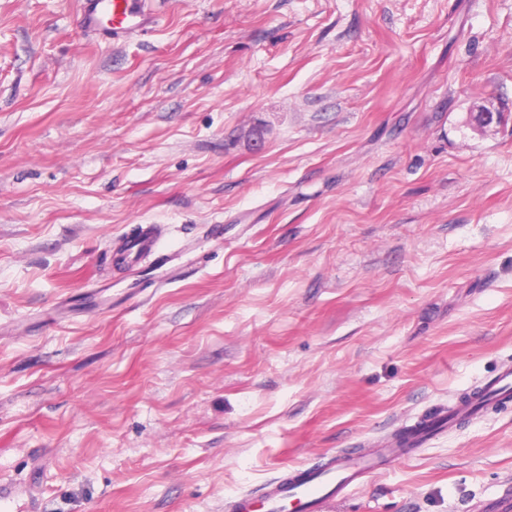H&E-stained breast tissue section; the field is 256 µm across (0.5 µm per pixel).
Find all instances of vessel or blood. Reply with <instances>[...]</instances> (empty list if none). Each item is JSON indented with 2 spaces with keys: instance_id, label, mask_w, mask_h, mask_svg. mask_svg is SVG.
<instances>
[{
  "instance_id": "vessel-or-blood-1",
  "label": "vessel or blood",
  "mask_w": 512,
  "mask_h": 512,
  "mask_svg": "<svg viewBox=\"0 0 512 512\" xmlns=\"http://www.w3.org/2000/svg\"><path fill=\"white\" fill-rule=\"evenodd\" d=\"M83 21L87 27L111 32L119 39L133 32L148 31L153 15L146 0H86ZM490 399H512V366L503 368L494 379L481 386L469 400L459 402L440 415L439 424H452L460 418L479 413ZM431 424L410 429L404 445L373 448L359 456L330 454L324 469L298 468L287 477H278L259 491L235 497L231 512H323L327 503L342 498L362 479L383 466L407 457L416 446L426 443Z\"/></svg>"
}]
</instances>
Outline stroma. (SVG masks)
<instances>
[{"label":"stroma","instance_id":"obj_1","mask_svg":"<svg viewBox=\"0 0 512 512\" xmlns=\"http://www.w3.org/2000/svg\"><path fill=\"white\" fill-rule=\"evenodd\" d=\"M81 2L0 0V512H225L512 364V0ZM511 486L497 402L327 512ZM83 21L87 27L112 32V39H120L147 32L154 19L146 0H86Z\"/></svg>","mask_w":512,"mask_h":512}]
</instances>
